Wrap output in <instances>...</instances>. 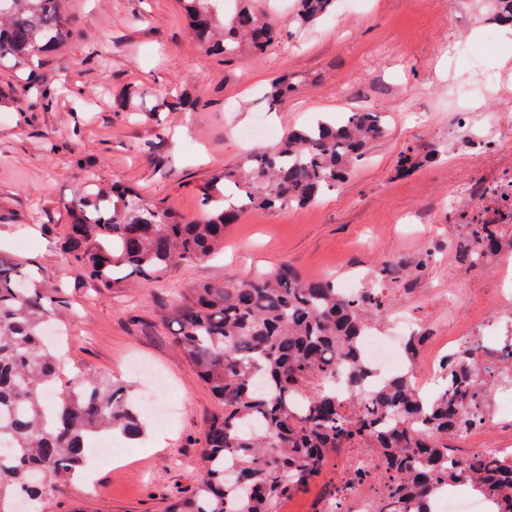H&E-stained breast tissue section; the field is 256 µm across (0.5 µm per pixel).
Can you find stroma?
Wrapping results in <instances>:
<instances>
[{"mask_svg":"<svg viewBox=\"0 0 512 512\" xmlns=\"http://www.w3.org/2000/svg\"><path fill=\"white\" fill-rule=\"evenodd\" d=\"M255 5L281 28V42L261 57L223 60L195 43L180 0H68L74 38L42 54L38 70L43 84L61 90L53 107L0 111V205L23 221L0 226V258L21 263L46 291L67 295L62 381L91 372L130 384L146 428L138 442L115 438L111 463L88 454L92 481L53 483L46 512H165L192 483L203 432L219 410L173 336V311L194 285L234 287L287 264L305 277L332 276L340 285L360 277L372 287L381 262L394 258L390 308L412 307L444 330L441 304L412 300L413 289L439 292L452 278L477 288L497 281L494 263L473 275L449 254L448 236L458 227L448 218L460 181L512 171V141L475 158L466 137L450 132L460 112L477 133L487 132V113L512 118V42L486 40L485 18L467 0H337L335 12L310 27L294 23L295 0ZM135 9L145 22L132 23ZM92 48L99 58L89 57ZM282 74L296 89L271 112L263 94ZM131 86L197 96L203 106L156 118L115 111L113 100ZM366 108L385 113L388 130L343 184L305 206L244 216L212 260L98 291L60 249L70 221L64 204L84 193L85 172L195 216L199 186L249 151L240 128L264 118L272 145L315 119ZM410 146L438 155L398 173L397 157ZM428 251L433 261L407 278L406 263ZM133 360L166 381L164 421L148 406L147 381L128 370Z\"/></svg>","mask_w":512,"mask_h":512,"instance_id":"stroma-1","label":"stroma"}]
</instances>
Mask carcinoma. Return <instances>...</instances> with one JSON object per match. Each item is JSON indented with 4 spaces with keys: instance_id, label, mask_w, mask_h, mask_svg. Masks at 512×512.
I'll list each match as a JSON object with an SVG mask.
<instances>
[{
    "instance_id": "1",
    "label": "carcinoma",
    "mask_w": 512,
    "mask_h": 512,
    "mask_svg": "<svg viewBox=\"0 0 512 512\" xmlns=\"http://www.w3.org/2000/svg\"><path fill=\"white\" fill-rule=\"evenodd\" d=\"M63 0H0V66L24 75L31 108L52 107L59 91L37 80L39 55L72 37ZM295 22L310 26L330 14L336 0H298ZM224 13V0H182L193 39L208 54L247 52L260 57L281 39L267 16L240 0ZM286 78L272 82L264 101L278 109L293 92ZM200 101L156 97L152 115L194 112ZM372 109L339 120H320L288 132L272 146L253 148L199 188L202 216L188 219L115 181L85 176L86 193L64 204L70 224L61 249L101 288H118L135 275L160 276L176 262H199L224 247L225 229L253 212L306 205L342 183L367 145L386 128ZM402 151L396 170L408 173L436 157ZM460 254L469 268L480 253L512 246L503 224H469ZM66 304L46 296L15 263L0 260V440L13 456L0 457V512L17 498L43 512L48 485L36 475L68 478L86 461L88 444L120 433L144 436L127 387L85 374L55 392L60 379L55 345L45 325ZM387 309V295L370 289L343 295L336 279L304 278L284 265L238 287L200 283L174 310L175 339L209 386L221 411L204 432L201 472L165 512H279L280 504L322 474L338 448H373L380 462L377 512H431L433 497L459 478L493 512H512V453L455 463L448 436L479 410L478 378L454 366L455 382L424 398L400 374L375 386L360 402L336 400V374L355 395L376 376L361 353L363 330Z\"/></svg>"
}]
</instances>
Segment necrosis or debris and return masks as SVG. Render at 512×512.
<instances>
[{
	"mask_svg": "<svg viewBox=\"0 0 512 512\" xmlns=\"http://www.w3.org/2000/svg\"><path fill=\"white\" fill-rule=\"evenodd\" d=\"M490 197L497 201V221L512 219V171L489 184H471L454 215L455 223H465L480 213ZM496 258L503 270L497 287L474 288L460 280L449 292V307L466 304L475 309L476 317L466 327L455 330L447 341L424 349L422 363L409 361L404 353L407 337L430 334L418 321L400 317L387 333H378L371 327L361 339L362 355L379 375H406L413 390L421 394L443 379L447 361L459 351L469 350L474 368L485 382L489 407L482 417L466 419L454 432L450 450L456 458H495L512 448V249L499 250ZM490 432L498 436L492 447L481 441L482 435ZM378 474L372 456L353 452L339 458L336 482L346 490V512H372Z\"/></svg>",
	"mask_w": 512,
	"mask_h": 512,
	"instance_id": "4bbe7bcc",
	"label": "necrosis or debris"
}]
</instances>
